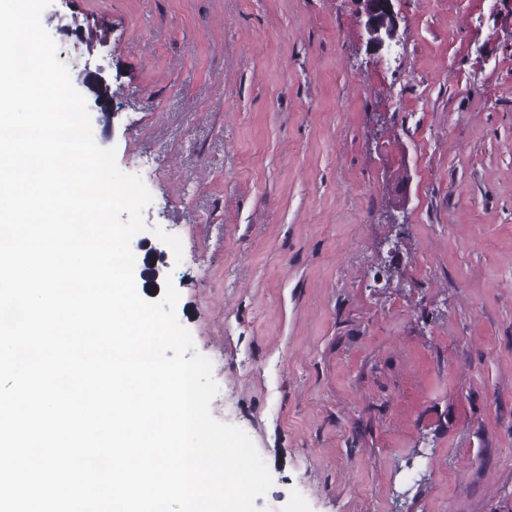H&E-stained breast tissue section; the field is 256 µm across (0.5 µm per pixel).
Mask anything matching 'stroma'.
Listing matches in <instances>:
<instances>
[{"mask_svg": "<svg viewBox=\"0 0 512 512\" xmlns=\"http://www.w3.org/2000/svg\"><path fill=\"white\" fill-rule=\"evenodd\" d=\"M51 0L96 143L152 194L148 248L254 442L263 512H512V0ZM405 178V224L385 222ZM399 254L378 258L384 238ZM363 5L362 17L368 43L376 51L392 47L397 27V16L393 10L392 0H358ZM384 32L388 39L382 36Z\"/></svg>", "mask_w": 512, "mask_h": 512, "instance_id": "35a3bbf8", "label": "stroma"}]
</instances>
